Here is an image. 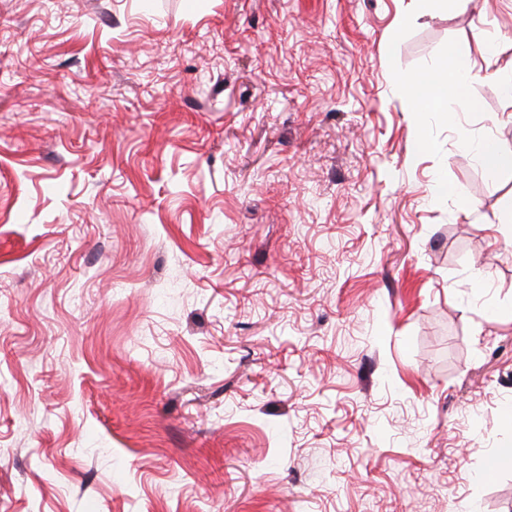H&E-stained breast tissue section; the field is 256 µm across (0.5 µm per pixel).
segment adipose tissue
I'll use <instances>...</instances> for the list:
<instances>
[{
    "instance_id": "obj_1",
    "label": "adipose tissue",
    "mask_w": 512,
    "mask_h": 512,
    "mask_svg": "<svg viewBox=\"0 0 512 512\" xmlns=\"http://www.w3.org/2000/svg\"><path fill=\"white\" fill-rule=\"evenodd\" d=\"M481 78L480 71L470 64L467 47L450 46L441 64L421 83L420 99L424 110L446 107L451 96L455 97L458 107H466L465 88Z\"/></svg>"
}]
</instances>
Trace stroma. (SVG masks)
I'll return each instance as SVG.
<instances>
[{
  "label": "stroma",
  "instance_id": "obj_1",
  "mask_svg": "<svg viewBox=\"0 0 512 512\" xmlns=\"http://www.w3.org/2000/svg\"><path fill=\"white\" fill-rule=\"evenodd\" d=\"M492 43L512 0H0V512H512V99H414ZM481 79L483 76L480 71L471 67L467 47L463 45L448 47L441 64L421 82L420 100L424 103L423 110L447 108L448 87L455 92L458 107L465 108L467 106L465 88ZM484 168L490 172L512 169V153L500 150L492 141L484 140L472 145Z\"/></svg>",
  "mask_w": 512,
  "mask_h": 512
}]
</instances>
